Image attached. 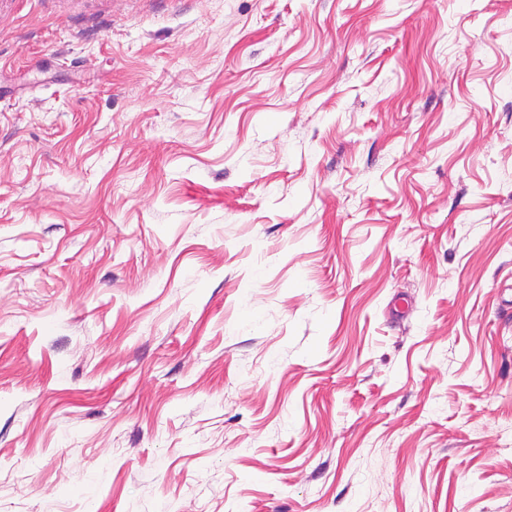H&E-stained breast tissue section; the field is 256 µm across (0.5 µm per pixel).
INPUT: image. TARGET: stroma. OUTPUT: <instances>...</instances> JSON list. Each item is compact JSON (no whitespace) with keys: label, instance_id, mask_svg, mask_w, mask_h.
<instances>
[{"label":"stroma","instance_id":"35a3bbf8","mask_svg":"<svg viewBox=\"0 0 512 512\" xmlns=\"http://www.w3.org/2000/svg\"><path fill=\"white\" fill-rule=\"evenodd\" d=\"M512 0H0V512H512Z\"/></svg>","mask_w":512,"mask_h":512}]
</instances>
